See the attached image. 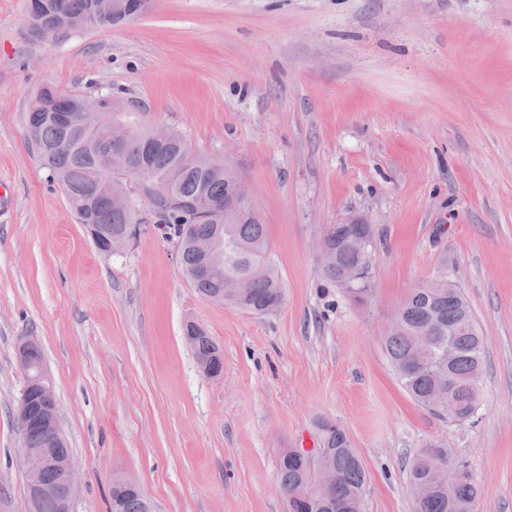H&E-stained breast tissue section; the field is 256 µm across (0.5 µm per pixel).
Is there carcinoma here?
<instances>
[{
  "instance_id": "cac0c4a2",
  "label": "carcinoma",
  "mask_w": 512,
  "mask_h": 512,
  "mask_svg": "<svg viewBox=\"0 0 512 512\" xmlns=\"http://www.w3.org/2000/svg\"><path fill=\"white\" fill-rule=\"evenodd\" d=\"M74 19L89 17L91 0H61ZM101 105L112 112V124L100 131H89L78 123L83 111V94L62 92L56 98L39 89L31 99L28 112L34 120L27 126L40 161L53 180L62 187L66 202L78 223L103 226L98 239L130 229L136 215L111 211L106 188L118 187L122 179L106 163V151L112 139L122 145L132 163H144L156 185L172 190L173 198H159L158 217L167 226L168 237L180 242L179 267L190 286L203 298L255 314L270 315L285 301V287L275 263L265 225L260 218H229L222 213L201 216L195 205L202 196L224 200L226 189L237 175L224 162L207 157L189 160L184 141L175 133L173 140L157 147L146 144L148 131L122 106L110 99ZM356 231L354 224H331L327 241L335 262L321 270L330 284L348 298L365 302L371 292L372 275L354 286L343 282L357 268L371 266L366 258L347 245ZM209 240L213 251L207 259L209 273L201 275V255L195 243ZM401 330L383 339L385 352L395 376L411 399L430 414L444 419L431 405L436 375H452L458 400L457 422L472 418L480 404L484 372V341L467 299L457 285L439 292L433 288H414L401 304ZM442 318L453 325V335L435 330L434 320ZM455 357L448 360V348ZM195 358H209L219 352L208 334L198 335L191 345ZM323 460L336 470V488L331 503L323 504L313 494L303 497L296 512H350V506L368 487L363 461L345 432L336 425L321 423ZM28 444L44 448L45 433L41 417L34 415L27 429ZM316 461L291 456L279 458L278 481L291 490L309 482ZM407 481L430 480L435 493L415 505V512H457V507L476 502L482 496L481 483L465 462L457 459L442 440L426 444L413 457L407 469ZM112 500L121 502L122 512H148L139 493L112 486Z\"/></svg>"
}]
</instances>
